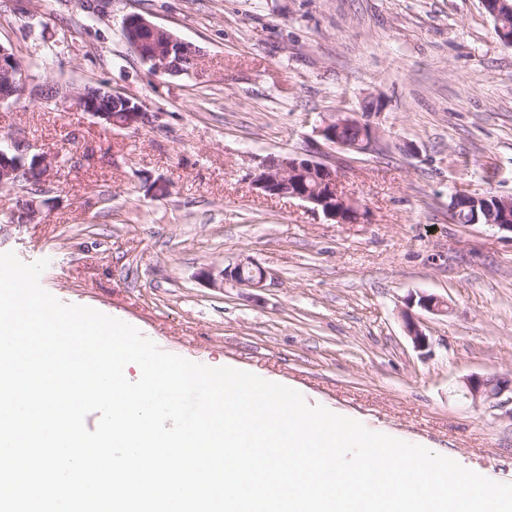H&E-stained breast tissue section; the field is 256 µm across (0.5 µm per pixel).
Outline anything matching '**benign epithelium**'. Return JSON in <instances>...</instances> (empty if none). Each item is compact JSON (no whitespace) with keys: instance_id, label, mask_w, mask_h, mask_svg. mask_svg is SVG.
Segmentation results:
<instances>
[{"instance_id":"7a95c632","label":"benign epithelium","mask_w":512,"mask_h":512,"mask_svg":"<svg viewBox=\"0 0 512 512\" xmlns=\"http://www.w3.org/2000/svg\"><path fill=\"white\" fill-rule=\"evenodd\" d=\"M495 26L507 18L512 19V0H480ZM122 31L132 51L148 65L152 72L177 75V66L182 58L195 59L196 50L190 44L174 36L167 29L149 21L139 14L128 15ZM26 73L21 60L15 53L0 44V101H5L23 88ZM42 100L51 104L62 97L77 109L89 113L102 124L116 127L147 126L152 115L132 97L108 89L104 85L88 86L63 90L52 88L51 92L40 93ZM123 102L125 111L115 114L106 109L108 101ZM351 125V119L338 112L326 119L319 129L323 139L342 149L363 153L377 143L378 129L370 123L357 122L362 134L355 140L344 139L341 132ZM47 169V156L37 151V146L19 138H11L10 146L0 147V187L12 186L25 191L18 201L24 220L32 221L39 215L37 197L47 192V179L32 191L24 186L23 174L29 172V164ZM329 165L313 155L287 156L281 165L273 167L264 161L250 174L252 190L263 197L295 198L313 205V209L323 213L325 218L338 224H354L360 215L361 205L354 198L340 193V184L334 177L322 179L320 175ZM202 276L214 287H224L229 280L243 288H261L268 278V272L259 265L248 261L240 262L219 274L207 270ZM408 336L417 348L427 345V336L410 314H405ZM467 395L474 400L494 399L505 392H512V378H485L480 375L466 377Z\"/></svg>"}]
</instances>
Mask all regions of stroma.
<instances>
[{
    "label": "stroma",
    "instance_id": "1",
    "mask_svg": "<svg viewBox=\"0 0 512 512\" xmlns=\"http://www.w3.org/2000/svg\"><path fill=\"white\" fill-rule=\"evenodd\" d=\"M131 13L196 48L190 75L150 72L121 34ZM0 45L27 75L0 103V144L54 159L34 221L10 223L18 193L0 189V253L49 259L46 291L166 352L512 483V404L463 383L512 377V234L448 211L457 192L512 197V46L480 0H0ZM101 83L153 123L104 126L37 95ZM370 100L371 151L325 143V118L363 119ZM286 154L326 161L358 222L256 195L250 173ZM247 260L263 288L202 277Z\"/></svg>",
    "mask_w": 512,
    "mask_h": 512
}]
</instances>
